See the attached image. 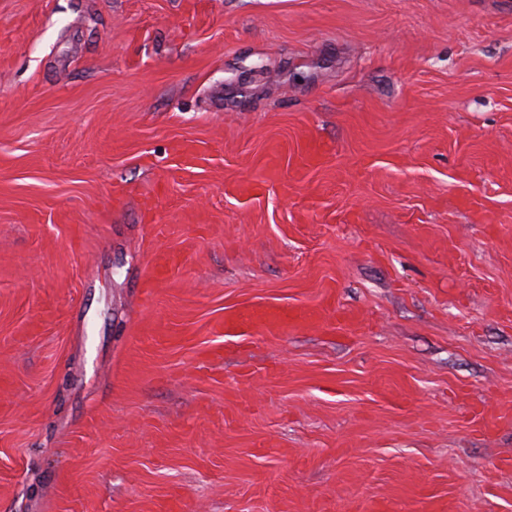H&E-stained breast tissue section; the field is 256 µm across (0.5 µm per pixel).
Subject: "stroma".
Segmentation results:
<instances>
[{
  "mask_svg": "<svg viewBox=\"0 0 512 512\" xmlns=\"http://www.w3.org/2000/svg\"><path fill=\"white\" fill-rule=\"evenodd\" d=\"M0 512H512V0H0ZM177 260L170 255L159 254L154 259L151 275L144 282L143 288H153L161 280H165L174 274L177 269ZM300 314L278 307H261L254 309L248 315H244L238 309H226L224 322L219 325V330L224 335H237L241 328L247 324L253 328L256 334L268 335L279 333L288 323L298 322Z\"/></svg>",
  "mask_w": 512,
  "mask_h": 512,
  "instance_id": "35a3bbf8",
  "label": "stroma"
}]
</instances>
